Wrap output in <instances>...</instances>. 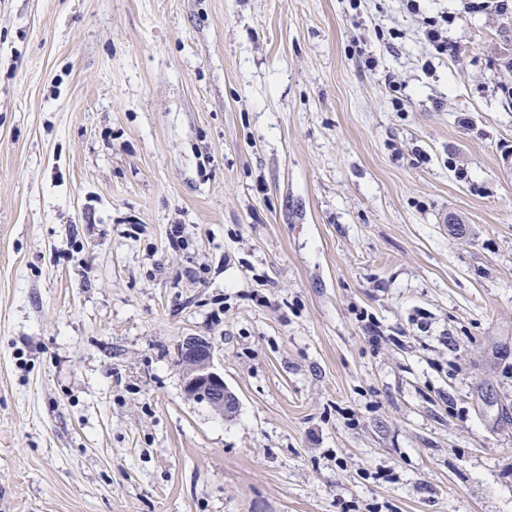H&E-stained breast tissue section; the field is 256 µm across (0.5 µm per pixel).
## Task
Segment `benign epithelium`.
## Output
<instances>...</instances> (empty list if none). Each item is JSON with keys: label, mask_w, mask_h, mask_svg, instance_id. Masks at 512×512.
I'll use <instances>...</instances> for the list:
<instances>
[{"label": "benign epithelium", "mask_w": 512, "mask_h": 512, "mask_svg": "<svg viewBox=\"0 0 512 512\" xmlns=\"http://www.w3.org/2000/svg\"><path fill=\"white\" fill-rule=\"evenodd\" d=\"M185 357L184 392L205 400L221 415L237 406L236 396L224 384V376L214 364V348L201 337H190L182 344Z\"/></svg>", "instance_id": "benign-epithelium-1"}]
</instances>
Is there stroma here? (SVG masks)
Returning a JSON list of instances; mask_svg holds the SVG:
<instances>
[{
  "instance_id": "stroma-1",
  "label": "stroma",
  "mask_w": 512,
  "mask_h": 512,
  "mask_svg": "<svg viewBox=\"0 0 512 512\" xmlns=\"http://www.w3.org/2000/svg\"><path fill=\"white\" fill-rule=\"evenodd\" d=\"M0 512H512V7L0 0ZM183 350V351H182ZM185 357L184 392L193 399H204L221 415L237 406L236 396L224 384V376L214 364V348L201 337H190L179 351L182 364Z\"/></svg>"
}]
</instances>
